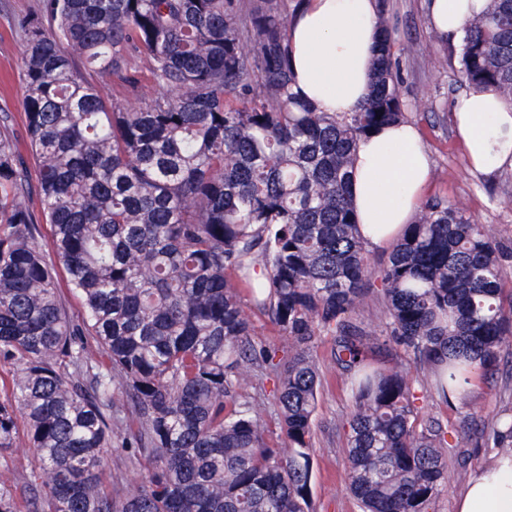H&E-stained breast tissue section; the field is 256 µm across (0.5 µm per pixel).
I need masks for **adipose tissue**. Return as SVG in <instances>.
<instances>
[{
	"mask_svg": "<svg viewBox=\"0 0 512 512\" xmlns=\"http://www.w3.org/2000/svg\"><path fill=\"white\" fill-rule=\"evenodd\" d=\"M485 0H428L438 39L459 38ZM378 0H304L288 23L295 91L321 112L357 111L368 91L379 39ZM451 121L472 173L512 170V107L495 94H460ZM432 163L415 127L383 126L359 139L352 203L361 234L382 248L412 223L430 181ZM455 512H512V455L479 468L457 498Z\"/></svg>",
	"mask_w": 512,
	"mask_h": 512,
	"instance_id": "obj_1",
	"label": "adipose tissue"
}]
</instances>
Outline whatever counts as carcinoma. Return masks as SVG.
Masks as SVG:
<instances>
[{
  "mask_svg": "<svg viewBox=\"0 0 512 512\" xmlns=\"http://www.w3.org/2000/svg\"><path fill=\"white\" fill-rule=\"evenodd\" d=\"M302 2L42 0L19 20L33 173L84 316L61 304L26 203L33 173L0 137V362L13 367L0 450L20 414L40 462L23 506L0 481V512H312L309 346L321 334L354 395L347 479L361 512H430L447 431L418 423L397 348L445 399L492 370L512 335V251L463 206L432 199L370 267L354 150L404 120L386 0L369 92L343 115L293 90L286 31ZM453 51L463 85L512 106V0H488ZM132 55L164 89L135 111L84 75L117 74ZM370 293L385 303L383 340L351 321ZM254 309L282 342L255 344ZM377 346L390 356L380 367ZM248 366L279 379L273 420L243 393L261 389ZM128 421L120 449L151 467L114 495L99 471Z\"/></svg>",
  "mask_w": 512,
  "mask_h": 512,
  "instance_id": "1",
  "label": "carcinoma"
}]
</instances>
